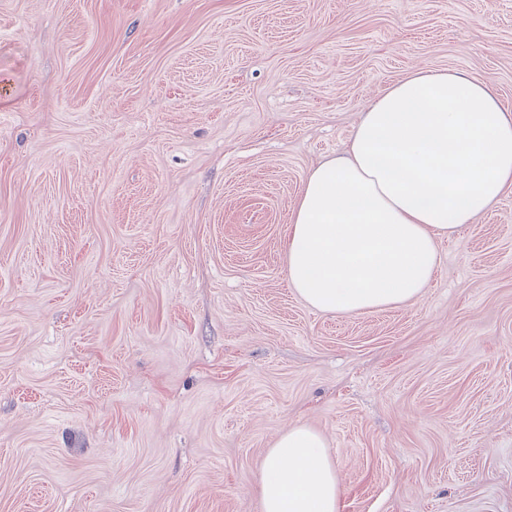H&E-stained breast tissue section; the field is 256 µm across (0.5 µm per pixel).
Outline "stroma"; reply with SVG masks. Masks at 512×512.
Listing matches in <instances>:
<instances>
[{
    "label": "stroma",
    "instance_id": "1",
    "mask_svg": "<svg viewBox=\"0 0 512 512\" xmlns=\"http://www.w3.org/2000/svg\"><path fill=\"white\" fill-rule=\"evenodd\" d=\"M419 65L512 105V0H0V512H261L296 424L341 512H512V192L408 305L285 277Z\"/></svg>",
    "mask_w": 512,
    "mask_h": 512
}]
</instances>
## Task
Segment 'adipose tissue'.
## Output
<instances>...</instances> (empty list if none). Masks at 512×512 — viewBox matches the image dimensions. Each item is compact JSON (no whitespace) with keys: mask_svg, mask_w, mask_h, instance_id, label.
<instances>
[{"mask_svg":"<svg viewBox=\"0 0 512 512\" xmlns=\"http://www.w3.org/2000/svg\"><path fill=\"white\" fill-rule=\"evenodd\" d=\"M512 191V108L490 80L417 67L363 112L345 155L312 167L292 211L286 276L311 307L354 314L422 297L438 241ZM261 512H340L323 437L269 448Z\"/></svg>","mask_w":512,"mask_h":512,"instance_id":"1","label":"adipose tissue"}]
</instances>
